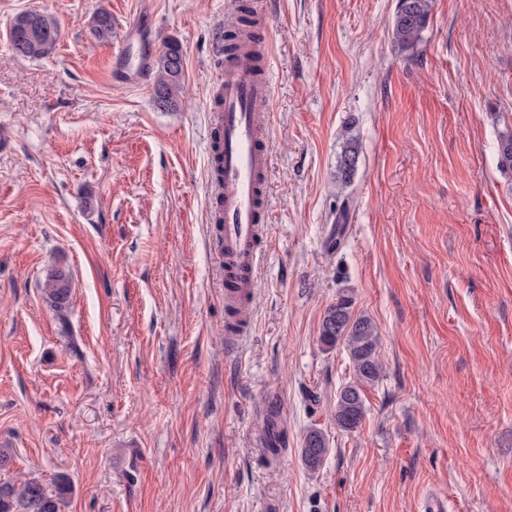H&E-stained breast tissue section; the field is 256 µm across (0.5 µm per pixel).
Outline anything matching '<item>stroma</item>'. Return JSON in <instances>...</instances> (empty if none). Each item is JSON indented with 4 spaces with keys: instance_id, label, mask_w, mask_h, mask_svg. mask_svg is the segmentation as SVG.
I'll return each mask as SVG.
<instances>
[{
    "instance_id": "35a3bbf8",
    "label": "stroma",
    "mask_w": 512,
    "mask_h": 512,
    "mask_svg": "<svg viewBox=\"0 0 512 512\" xmlns=\"http://www.w3.org/2000/svg\"><path fill=\"white\" fill-rule=\"evenodd\" d=\"M266 2L271 197L242 336L210 216L212 45L233 0H0V479L65 481L62 512H425L432 495L512 512V0H433L412 53L392 42L398 0ZM144 8L184 51L169 110L153 82L112 77ZM25 11L58 22L49 57L11 51ZM344 288L383 366L352 432L332 418L352 365L319 341ZM360 155V143L358 138L350 136L338 156L336 164V185L343 188L349 185L357 171ZM43 289L50 306L60 317L69 309L71 296V281L69 275L62 269H52L46 276ZM328 441L319 429L309 430L302 442L301 460L309 470L319 469L328 453Z\"/></svg>"
}]
</instances>
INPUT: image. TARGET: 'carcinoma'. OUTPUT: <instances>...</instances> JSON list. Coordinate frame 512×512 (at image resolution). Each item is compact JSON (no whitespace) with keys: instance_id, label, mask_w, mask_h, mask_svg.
I'll return each mask as SVG.
<instances>
[{"instance_id":"cac0c4a2","label":"carcinoma","mask_w":512,"mask_h":512,"mask_svg":"<svg viewBox=\"0 0 512 512\" xmlns=\"http://www.w3.org/2000/svg\"><path fill=\"white\" fill-rule=\"evenodd\" d=\"M432 0H398L392 24V41L401 51L416 48L428 25ZM94 36L107 40L112 35V15L99 12L93 24ZM57 22L43 13L27 11L18 14L10 27L12 51L22 58L41 59L50 56L59 41ZM183 47L170 38L166 40L153 64L156 103L163 108L175 105L183 85ZM360 155L358 138L351 136L338 156L336 186L349 185L357 171ZM500 168L512 172V128L499 134ZM43 289L50 306L59 316L69 309L71 281L62 269H52L46 276ZM319 341L326 347L340 345L353 365V379L345 383L336 397L333 419L336 427L353 431L365 416L366 388L378 383L383 374L379 360V336L372 320L353 312L349 290L339 292L336 303L324 312ZM301 460L309 470L319 469L328 453V441L319 429L309 430L300 448ZM66 488L58 484L50 488L35 478L18 483H0V512H60Z\"/></svg>"}]
</instances>
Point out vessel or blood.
Listing matches in <instances>:
<instances>
[{"mask_svg":"<svg viewBox=\"0 0 512 512\" xmlns=\"http://www.w3.org/2000/svg\"><path fill=\"white\" fill-rule=\"evenodd\" d=\"M128 41L113 54L120 61L118 77L144 83L153 57V42L140 16L128 21ZM260 41L246 33L220 72L223 106L217 123L221 130L222 191L216 200V220L222 226L219 251L224 262V296L247 311L254 294L258 268L260 224L267 212L271 154L269 130L263 119L270 109L274 80L255 76Z\"/></svg>","mask_w":512,"mask_h":512,"instance_id":"b4317fda","label":"vessel or blood"}]
</instances>
